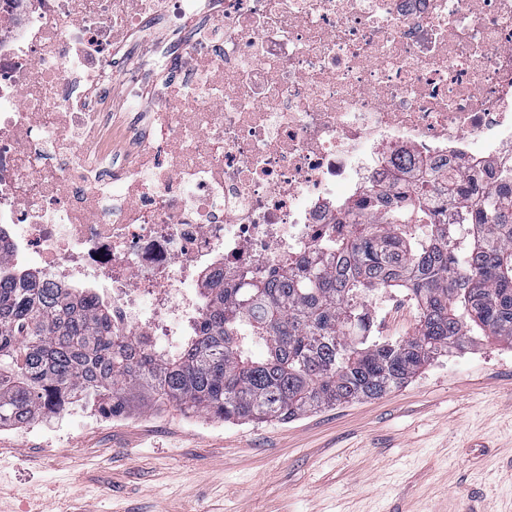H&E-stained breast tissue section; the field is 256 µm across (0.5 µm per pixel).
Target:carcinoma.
<instances>
[{"label": "carcinoma", "instance_id": "1", "mask_svg": "<svg viewBox=\"0 0 512 512\" xmlns=\"http://www.w3.org/2000/svg\"><path fill=\"white\" fill-rule=\"evenodd\" d=\"M379 216L349 210L281 272L204 289L178 349L112 328L90 289L0 267V427L149 395L223 422H288L399 388L452 348L512 347V169L393 177ZM416 304L411 334L373 336L369 297Z\"/></svg>", "mask_w": 512, "mask_h": 512}]
</instances>
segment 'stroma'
I'll return each instance as SVG.
<instances>
[{
  "label": "stroma",
  "mask_w": 512,
  "mask_h": 512,
  "mask_svg": "<svg viewBox=\"0 0 512 512\" xmlns=\"http://www.w3.org/2000/svg\"><path fill=\"white\" fill-rule=\"evenodd\" d=\"M374 333H410L401 293ZM0 429V512H503L512 501V348L452 351L378 399L235 425L145 405Z\"/></svg>",
  "instance_id": "stroma-1"
}]
</instances>
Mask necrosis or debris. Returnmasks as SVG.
<instances>
[{
    "mask_svg": "<svg viewBox=\"0 0 512 512\" xmlns=\"http://www.w3.org/2000/svg\"><path fill=\"white\" fill-rule=\"evenodd\" d=\"M507 161L512 0H0V265L104 289L130 336L400 168Z\"/></svg>",
    "mask_w": 512,
    "mask_h": 512,
    "instance_id": "1",
    "label": "necrosis or debris"
}]
</instances>
